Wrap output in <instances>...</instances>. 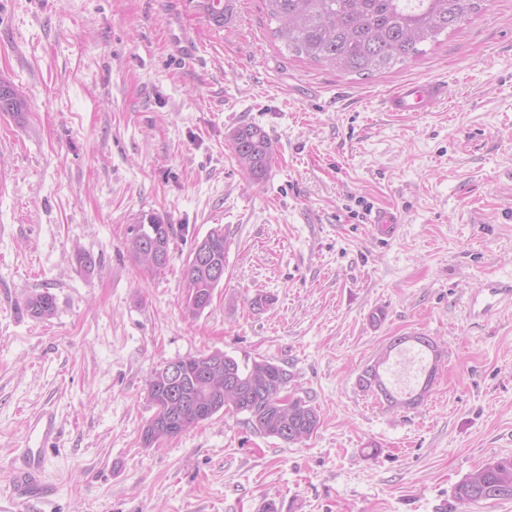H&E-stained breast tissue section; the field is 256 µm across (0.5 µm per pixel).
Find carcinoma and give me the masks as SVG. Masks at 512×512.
Masks as SVG:
<instances>
[{"label":"carcinoma","mask_w":512,"mask_h":512,"mask_svg":"<svg viewBox=\"0 0 512 512\" xmlns=\"http://www.w3.org/2000/svg\"><path fill=\"white\" fill-rule=\"evenodd\" d=\"M489 0H264L266 15L278 23L275 34L289 53L348 74L366 78L390 70L423 53L419 45L438 41V37L454 30L471 17L488 8ZM207 18L218 27L224 26L230 11L229 0H201ZM7 99L6 112L21 121L27 105L15 89L0 81V100ZM238 163L253 180L266 178L274 152L266 132L257 124H241L228 134ZM175 225L150 213L129 225L127 250L131 258L149 270H161L169 260L170 243ZM227 240L224 229L217 227L196 244L184 268L186 308L192 314L203 312L213 300L220 281L214 279L210 267L224 266ZM32 316L46 318L55 304L48 292L28 298ZM409 341L434 353L441 352L427 336H400L391 348ZM185 380L179 404L172 403V387L151 374L146 384L148 401L155 413L143 426L141 439L146 448L175 438L214 415L232 411L246 414L252 428L268 437L288 444L310 438L318 429L317 409L300 397L296 403L278 404L281 365L266 359L240 363L222 351H212L183 358ZM201 364L233 366L237 391L224 388V380L210 386L197 381ZM454 498L464 504L489 500L512 499V457L489 462L471 473L454 489Z\"/></svg>","instance_id":"1"}]
</instances>
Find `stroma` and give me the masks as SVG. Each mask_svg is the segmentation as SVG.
Returning <instances> with one entry per match:
<instances>
[{"label": "stroma", "instance_id": "obj_1", "mask_svg": "<svg viewBox=\"0 0 512 512\" xmlns=\"http://www.w3.org/2000/svg\"><path fill=\"white\" fill-rule=\"evenodd\" d=\"M198 3L0 0V80L27 104L0 112V512H512L453 495L512 456V303L469 314L512 278V0L368 78L283 52L262 0H232L220 28ZM174 17L193 63L169 52ZM429 80L448 86L435 109L384 111ZM245 123L275 153L260 182L228 141ZM378 211L399 224L384 243ZM150 212L176 228L154 273L125 245ZM219 225L224 280L194 315L185 261ZM45 291L55 312L33 318ZM398 336L442 357L424 400L392 411L358 377L384 353L395 367ZM214 350L282 365L317 432L286 444L220 413L143 447L151 372ZM30 448L50 492L24 502L11 474Z\"/></svg>", "mask_w": 512, "mask_h": 512}]
</instances>
